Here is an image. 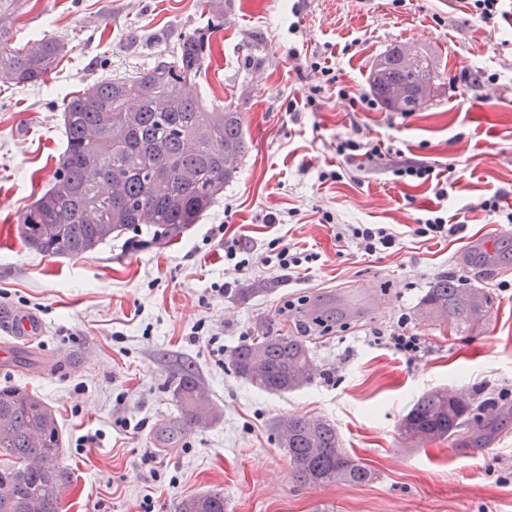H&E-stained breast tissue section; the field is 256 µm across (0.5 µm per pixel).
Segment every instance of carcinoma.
Instances as JSON below:
<instances>
[{
	"mask_svg": "<svg viewBox=\"0 0 512 512\" xmlns=\"http://www.w3.org/2000/svg\"><path fill=\"white\" fill-rule=\"evenodd\" d=\"M20 0H0V86L36 85L53 72L63 46L45 36L22 49L10 25ZM210 32L186 36L176 56L160 58L137 76L106 79L71 97L63 108L65 148L51 187L19 216L23 243L38 254L77 257L144 225L152 240L171 241L209 211L224 185L240 173L247 153L242 113L190 94L210 51ZM439 79L412 45L384 51L368 75L373 93L396 112H419ZM483 299V305L474 297ZM493 309L482 288L452 277L437 279L421 300L419 318L456 332L483 325ZM229 362L238 376L271 393L291 392L310 380L314 358L299 336H257L237 345ZM172 396L188 428L217 419L208 390L182 365ZM479 397L437 388L423 393L403 416L401 436L411 442L457 441L479 434ZM272 428L303 483L365 484L375 473L341 448L336 425L323 418L276 419ZM61 428L36 393L0 387V512H60L71 475L60 462ZM176 512H224V494L205 492L177 504Z\"/></svg>",
	"mask_w": 512,
	"mask_h": 512,
	"instance_id": "obj_1",
	"label": "carcinoma"
}]
</instances>
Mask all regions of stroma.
<instances>
[{
	"mask_svg": "<svg viewBox=\"0 0 512 512\" xmlns=\"http://www.w3.org/2000/svg\"><path fill=\"white\" fill-rule=\"evenodd\" d=\"M24 0L14 42L58 38V68L34 86L0 89V312L38 316L32 348L52 372L0 365V387L37 392L63 432L74 482L63 512H174L182 498L224 494L226 512H512V223L478 211L495 193L512 203V0L475 27L470 0ZM209 27L211 60L193 91L242 112L249 149L239 177L185 234L131 249L120 237L82 257L47 258L16 234L21 212L49 187L63 151L64 97L105 77L142 72ZM411 43L434 62L441 86L420 112L385 105L351 111L324 94L311 61L328 63L351 92L369 93L377 56ZM391 148L344 164L336 139L353 128ZM418 160L431 181L396 185L391 170ZM342 177L321 182L322 170ZM461 175L464 191L435 195ZM468 212L463 238L413 236L423 210ZM332 212L336 225L321 223ZM279 221L266 223L268 213ZM381 224L399 243L363 255L336 239L337 224ZM251 265L226 270L224 240ZM319 253L295 276L269 266V243ZM485 289L489 320L473 333L422 322L419 303L441 276ZM236 282L222 293L224 282ZM253 294L242 297V289ZM406 317L423 349L415 358L376 340ZM305 336L317 372L284 394L256 388L229 363L253 336ZM192 363L219 410L182 430L172 398L180 362ZM492 393L488 439L411 443L399 423L428 389ZM335 423L342 446L372 468L367 484L296 481L273 420ZM92 443H84V436Z\"/></svg>",
	"mask_w": 512,
	"mask_h": 512,
	"instance_id": "35a3bbf8",
	"label": "stroma"
}]
</instances>
